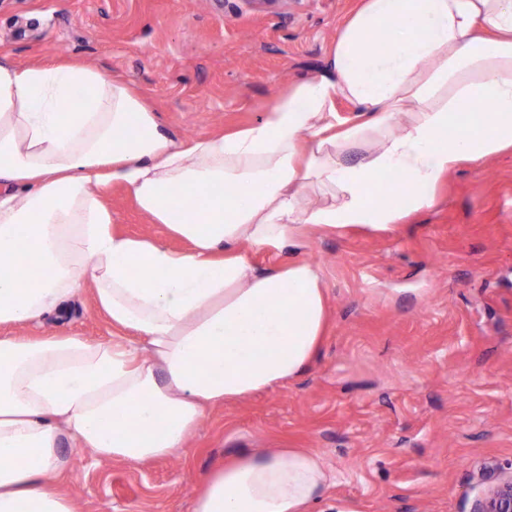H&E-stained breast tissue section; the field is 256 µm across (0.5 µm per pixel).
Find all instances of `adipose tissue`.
<instances>
[{"label": "adipose tissue", "mask_w": 512, "mask_h": 512, "mask_svg": "<svg viewBox=\"0 0 512 512\" xmlns=\"http://www.w3.org/2000/svg\"><path fill=\"white\" fill-rule=\"evenodd\" d=\"M510 148L512 0H362L317 77L185 140L106 71L1 56L0 326L39 336L0 335V512H77L64 446L146 464L207 409L304 375L328 305L300 228L392 230L460 162ZM115 185L185 249L116 232ZM313 188L331 204L306 205ZM86 292L141 346L44 332ZM332 483L309 449L243 454L199 479L192 512H313Z\"/></svg>", "instance_id": "adipose-tissue-1"}]
</instances>
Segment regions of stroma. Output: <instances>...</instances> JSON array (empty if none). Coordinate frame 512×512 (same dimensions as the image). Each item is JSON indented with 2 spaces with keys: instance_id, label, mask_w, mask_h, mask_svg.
<instances>
[{
  "instance_id": "1",
  "label": "stroma",
  "mask_w": 512,
  "mask_h": 512,
  "mask_svg": "<svg viewBox=\"0 0 512 512\" xmlns=\"http://www.w3.org/2000/svg\"><path fill=\"white\" fill-rule=\"evenodd\" d=\"M361 0H0V54L75 59L131 84L176 135L255 122L317 76ZM432 208L391 231L304 227L329 321L300 378L207 411L188 452L90 465L64 448L78 512H192L218 460L308 448L333 476L314 512H470L512 470V151L461 163ZM116 230L164 237L119 188ZM67 334L116 332L90 294Z\"/></svg>"
}]
</instances>
